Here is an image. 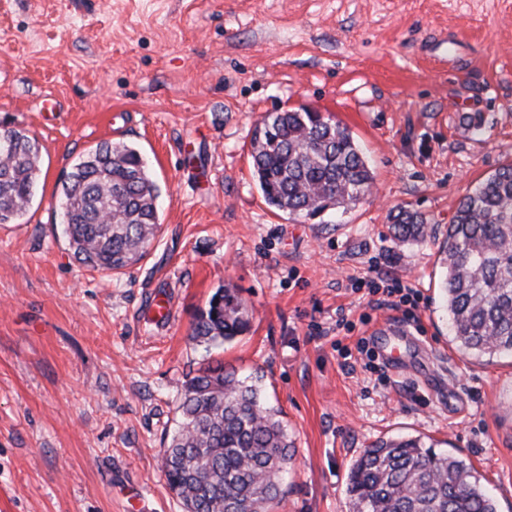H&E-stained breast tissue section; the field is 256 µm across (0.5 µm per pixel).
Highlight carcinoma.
<instances>
[{"label":"carcinoma","instance_id":"obj_1","mask_svg":"<svg viewBox=\"0 0 512 512\" xmlns=\"http://www.w3.org/2000/svg\"><path fill=\"white\" fill-rule=\"evenodd\" d=\"M250 159L264 201L290 216H314L364 200L374 173L347 127L317 112H267L256 123ZM40 174L39 147L24 131L0 128V224L28 211ZM159 186L141 154L103 142L61 180L63 234L74 258L101 272L141 261L159 228ZM430 227L408 207L388 214L398 243L422 242ZM446 304L459 348L512 357V162L460 199L439 250ZM252 312L236 289L216 291L190 340L211 345L249 331ZM261 377L222 366L187 376L179 420L160 469L187 512H272L293 441L281 411L261 395ZM350 512H497L472 470L419 437L380 439L348 474Z\"/></svg>","mask_w":512,"mask_h":512}]
</instances>
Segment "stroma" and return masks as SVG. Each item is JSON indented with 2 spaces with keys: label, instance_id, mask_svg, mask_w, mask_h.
Here are the masks:
<instances>
[{
  "label": "stroma",
  "instance_id": "stroma-1",
  "mask_svg": "<svg viewBox=\"0 0 512 512\" xmlns=\"http://www.w3.org/2000/svg\"><path fill=\"white\" fill-rule=\"evenodd\" d=\"M304 106L375 173L313 219L273 212L249 156L261 115ZM1 125L36 138L42 174L0 224V512H185L158 453L187 374L215 360L261 376L294 442L274 512H349L353 460L401 436L512 512V357L461 350L438 297L450 216L512 160V0H0ZM104 141L137 148L160 187L148 254L109 275L75 260L57 208L62 174ZM397 206L427 217L426 242L389 238ZM379 273L420 292L415 320L376 305ZM227 284L249 331L191 342ZM384 325L402 359L381 378L356 343Z\"/></svg>",
  "mask_w": 512,
  "mask_h": 512
}]
</instances>
